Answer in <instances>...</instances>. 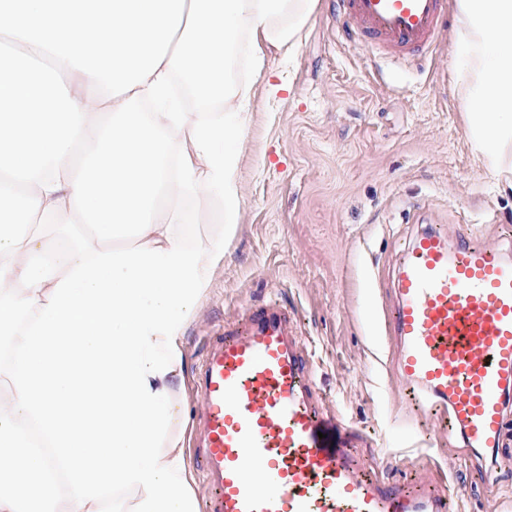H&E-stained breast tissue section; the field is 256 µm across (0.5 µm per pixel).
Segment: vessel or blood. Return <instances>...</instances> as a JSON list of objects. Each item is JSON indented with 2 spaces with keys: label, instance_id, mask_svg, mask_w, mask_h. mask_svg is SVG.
Here are the masks:
<instances>
[{
  "label": "vessel or blood",
  "instance_id": "obj_1",
  "mask_svg": "<svg viewBox=\"0 0 512 512\" xmlns=\"http://www.w3.org/2000/svg\"><path fill=\"white\" fill-rule=\"evenodd\" d=\"M349 42L401 60L447 35V0H336ZM388 325L405 393L468 451L512 433V252L467 225L433 226L397 258ZM291 307L245 305L206 338L192 457L203 512H449L439 477L395 481L362 457L317 392Z\"/></svg>",
  "mask_w": 512,
  "mask_h": 512
}]
</instances>
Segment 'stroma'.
Returning a JSON list of instances; mask_svg holds the SVG:
<instances>
[{"label": "stroma", "instance_id": "35a3bbf8", "mask_svg": "<svg viewBox=\"0 0 512 512\" xmlns=\"http://www.w3.org/2000/svg\"><path fill=\"white\" fill-rule=\"evenodd\" d=\"M333 10V0H315L292 56L269 54L251 80L237 222L185 333L190 369L175 433L190 447L206 332L275 289L297 314L317 392L364 432L386 476L436 463L467 487L451 512H512V462L469 459L444 435L420 447L434 424L402 401L385 322L397 254L421 228L470 224L492 244H512V193L469 138L457 35L409 66L346 41Z\"/></svg>", "mask_w": 512, "mask_h": 512}]
</instances>
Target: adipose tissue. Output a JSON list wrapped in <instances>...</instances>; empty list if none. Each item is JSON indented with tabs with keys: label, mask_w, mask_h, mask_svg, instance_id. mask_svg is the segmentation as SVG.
<instances>
[{
	"label": "adipose tissue",
	"mask_w": 512,
	"mask_h": 512,
	"mask_svg": "<svg viewBox=\"0 0 512 512\" xmlns=\"http://www.w3.org/2000/svg\"><path fill=\"white\" fill-rule=\"evenodd\" d=\"M456 26L457 64L471 103L466 114L471 142L488 172L512 190V0H458ZM63 72L71 98L90 117L116 112L123 104V97L109 99L93 93L86 73L68 66ZM250 96V85H242L236 97L224 103L222 112L212 117L190 114L182 129L199 178L198 195L222 198L229 224L236 222L240 207L235 169L243 125L241 108ZM59 173V190L46 194L38 184L30 186L31 193L42 194L43 200L13 263L0 279L6 288L18 286L31 250H42L45 245L42 225L61 224L75 215L72 170L64 164Z\"/></svg>",
	"instance_id": "obj_1"
}]
</instances>
